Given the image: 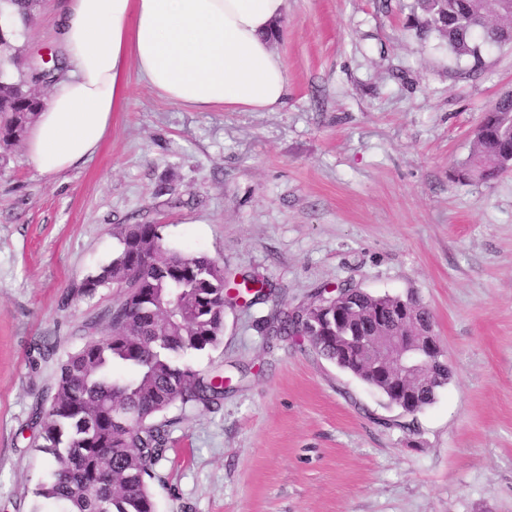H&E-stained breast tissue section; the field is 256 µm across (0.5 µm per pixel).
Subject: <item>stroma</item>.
Wrapping results in <instances>:
<instances>
[{
    "label": "stroma",
    "instance_id": "stroma-1",
    "mask_svg": "<svg viewBox=\"0 0 512 512\" xmlns=\"http://www.w3.org/2000/svg\"><path fill=\"white\" fill-rule=\"evenodd\" d=\"M63 2L44 0L21 32V62L56 46ZM413 4L288 0L276 111L200 112L133 71L86 163L43 175L24 141L0 148V512L35 503L50 457L32 407L118 299L70 289L116 251L118 225L137 223L274 289L225 310L217 348L182 356L228 384L218 405L167 412L158 512H512V172L453 178L512 90V46H485L471 71L437 33L416 36ZM346 282L431 312L452 377L416 415L265 334L272 309Z\"/></svg>",
    "mask_w": 512,
    "mask_h": 512
}]
</instances>
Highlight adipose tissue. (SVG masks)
<instances>
[{
    "label": "adipose tissue",
    "mask_w": 512,
    "mask_h": 512,
    "mask_svg": "<svg viewBox=\"0 0 512 512\" xmlns=\"http://www.w3.org/2000/svg\"><path fill=\"white\" fill-rule=\"evenodd\" d=\"M287 0H67L57 35L71 66L34 116L26 152L53 175L87 161L125 102L128 67L166 99L207 111H274L288 72L273 48Z\"/></svg>",
    "instance_id": "ef3b65f1"
}]
</instances>
